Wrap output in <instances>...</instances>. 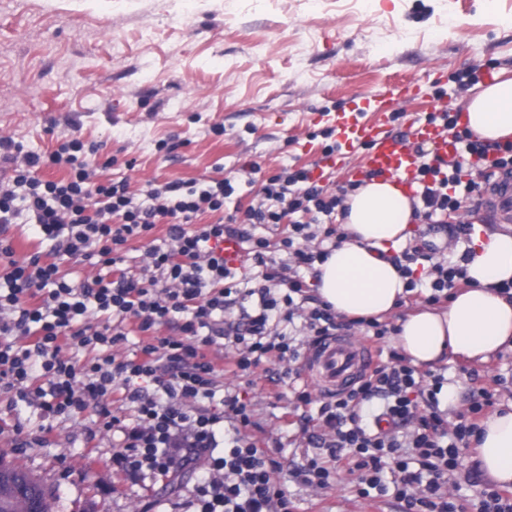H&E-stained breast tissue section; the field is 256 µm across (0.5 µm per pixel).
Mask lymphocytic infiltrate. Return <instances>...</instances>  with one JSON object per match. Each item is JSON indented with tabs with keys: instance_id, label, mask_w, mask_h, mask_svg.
<instances>
[{
	"instance_id": "f902f5d3",
	"label": "lymphocytic infiltrate",
	"mask_w": 512,
	"mask_h": 512,
	"mask_svg": "<svg viewBox=\"0 0 512 512\" xmlns=\"http://www.w3.org/2000/svg\"><path fill=\"white\" fill-rule=\"evenodd\" d=\"M97 151L65 135L46 155L0 139V398L35 407L46 436L56 420L97 418L101 430L118 433L112 467L130 480L170 484L197 474L178 512H292L279 451L258 446L252 402L225 386L224 376L249 377L260 368L277 386L298 375L301 352L279 328L297 317L311 346L340 329L384 339L387 328L377 319L341 318L325 302L307 309L298 301L307 288L299 269H314L329 255L316 246L312 226L335 219L344 195L307 169L287 168L265 181L257 204L223 221L219 215L237 193L234 178L170 183L138 199L125 182L92 181L82 156ZM420 155L425 219L474 205L480 185L463 180L461 166L437 164L425 149ZM62 163L67 177L42 176ZM206 214L213 220L205 224ZM239 220L288 227L275 247L280 260L267 238H254L250 256L261 273L244 290L218 250ZM16 224L34 225L48 252L16 260L8 235ZM160 224L167 232L159 240ZM134 239L144 248L136 275L124 268ZM84 262L97 274L76 282L62 271ZM464 281L462 266L442 260L426 281L408 287L424 288L433 303ZM237 305L239 319L225 320ZM132 331L140 337L136 353L119 356ZM226 348L231 359L222 366L214 354ZM444 383L393 351L348 392L326 397L301 388L299 405L317 408L309 438L317 453L297 478L323 489L339 473L355 474L361 495L394 488L401 512H462L448 494V477L473 447L492 394L478 388L452 424L440 409ZM376 397L386 405L375 429L361 411Z\"/></svg>"
}]
</instances>
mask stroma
Listing matches in <instances>:
<instances>
[{"label":"stroma","mask_w":512,"mask_h":512,"mask_svg":"<svg viewBox=\"0 0 512 512\" xmlns=\"http://www.w3.org/2000/svg\"><path fill=\"white\" fill-rule=\"evenodd\" d=\"M490 69L512 76V0H0V137L39 154L60 135L97 143L87 159L94 179L125 181L138 197L152 185L233 176L247 205L289 166L323 173L333 189L361 180V151L325 163L330 114L416 80L420 99L389 106L402 131L430 113L437 90L462 100L459 76ZM460 221L469 235L417 220L407 244L434 242L456 263L474 239L512 233V220L477 211ZM435 370L450 388L449 418L478 381L490 383L493 409L512 406L511 347ZM224 383L247 391L289 470L315 455L285 414L291 386L276 400L243 378ZM41 424L35 408L0 403V459L51 490L52 512H167L169 493L113 471L112 437H89L90 421H55L48 442L16 446V427L36 438ZM288 490L295 512H398L392 495L359 497L352 476L321 490L292 479Z\"/></svg>","instance_id":"35a3bbf8"}]
</instances>
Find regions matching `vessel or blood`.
Segmentation results:
<instances>
[{
  "instance_id": "b4317fda",
  "label": "vessel or blood",
  "mask_w": 512,
  "mask_h": 512,
  "mask_svg": "<svg viewBox=\"0 0 512 512\" xmlns=\"http://www.w3.org/2000/svg\"><path fill=\"white\" fill-rule=\"evenodd\" d=\"M336 132L340 144L352 150H362V166L377 178H397L405 185L416 183L421 156L415 146L431 145L434 155L444 163L458 159V145L451 133L442 126L426 120L411 123L407 133L399 134L390 128V118L383 108L373 110L369 119L358 115L338 113ZM498 154L488 151L476 158L490 178L488 186L489 208L500 216L512 214V174L496 165ZM374 359L373 350L364 342L339 336L324 341L307 355L306 377L320 394L330 395L350 390L361 373Z\"/></svg>"
}]
</instances>
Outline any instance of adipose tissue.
Returning <instances> with one entry per match:
<instances>
[{"label": "adipose tissue", "mask_w": 512, "mask_h": 512, "mask_svg": "<svg viewBox=\"0 0 512 512\" xmlns=\"http://www.w3.org/2000/svg\"><path fill=\"white\" fill-rule=\"evenodd\" d=\"M462 107L476 137L512 140V78L475 85ZM414 204L393 180H367L347 195L336 216L347 238L319 264L317 276L321 299L337 314L380 319L393 312L406 279L389 251L410 237ZM463 267L467 285L446 308H425L399 320L394 342L412 364L430 367L449 354L483 360L512 341V298L499 291L512 283V234L477 240ZM475 451L492 482L512 483V410L481 421Z\"/></svg>", "instance_id": "1"}]
</instances>
